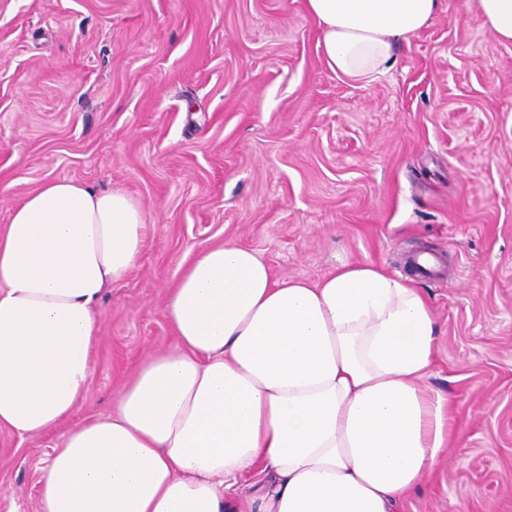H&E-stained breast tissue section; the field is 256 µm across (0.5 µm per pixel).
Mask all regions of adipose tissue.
Listing matches in <instances>:
<instances>
[{
  "mask_svg": "<svg viewBox=\"0 0 512 512\" xmlns=\"http://www.w3.org/2000/svg\"><path fill=\"white\" fill-rule=\"evenodd\" d=\"M328 68L391 69L441 0H304ZM146 217L119 188L49 179L0 228V428L68 417L92 371L99 304L137 267ZM177 337L111 414L69 430L36 512H225L243 475L257 512H398L444 449V400L422 384L437 324L411 280L371 262L279 278L254 250L201 251L170 291Z\"/></svg>",
  "mask_w": 512,
  "mask_h": 512,
  "instance_id": "1",
  "label": "adipose tissue"
}]
</instances>
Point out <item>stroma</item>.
<instances>
[{"label":"stroma","instance_id":"stroma-1","mask_svg":"<svg viewBox=\"0 0 512 512\" xmlns=\"http://www.w3.org/2000/svg\"><path fill=\"white\" fill-rule=\"evenodd\" d=\"M396 57L337 77L303 0H0V227L53 177L123 189L148 224L74 411L0 429V512H35L65 432L175 346L170 289L228 241L279 277L370 261L413 280L437 321L424 384L454 431L399 512H512V44L475 0H442Z\"/></svg>","mask_w":512,"mask_h":512}]
</instances>
